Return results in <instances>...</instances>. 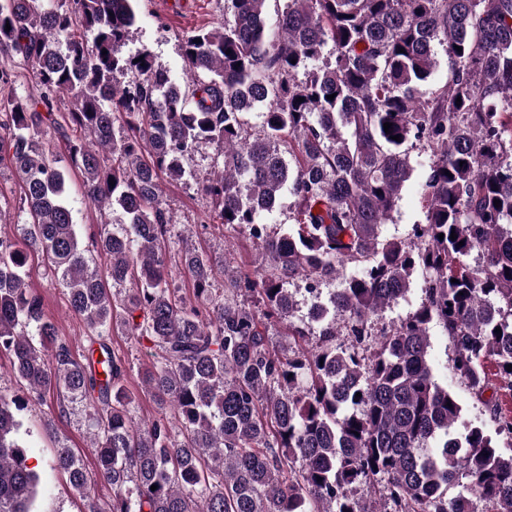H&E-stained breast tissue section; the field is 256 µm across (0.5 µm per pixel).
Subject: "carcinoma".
Wrapping results in <instances>:
<instances>
[{
  "label": "carcinoma",
  "instance_id": "cac0c4a2",
  "mask_svg": "<svg viewBox=\"0 0 512 512\" xmlns=\"http://www.w3.org/2000/svg\"><path fill=\"white\" fill-rule=\"evenodd\" d=\"M136 2L0 4V155L31 216L24 248L0 237V352L32 398L53 389L59 410L84 408L99 477L112 486L108 507L88 498L85 512H361L356 487L392 512H512V453L497 446L512 439V416L486 401L495 435L480 426L455 435L462 406L428 361L435 322L473 394L487 388V361L512 388V0H287L274 32L269 0H224L222 27L184 37L181 83L149 52L123 53ZM438 46L448 83L423 91ZM16 57L35 84L26 98L6 92ZM133 70L143 81L120 87L117 75ZM60 93L67 112L54 111ZM259 106L253 129L246 115ZM53 138L68 150L63 170ZM204 142L224 145V171L201 191L269 269L224 277L217 296L210 259L186 245L187 301L167 280L174 225L159 178L181 180ZM418 145L429 156L425 223L409 243L382 242ZM71 172L82 204H117L125 218L91 236L103 274L78 239ZM287 185L295 224L271 235L263 217ZM29 251L93 334L82 362L28 282ZM349 264L357 272L345 277ZM416 269L421 304L374 341L372 319L405 295ZM338 278L320 301L317 285ZM299 279L313 302L297 325L288 284ZM243 290L258 308L237 301ZM284 321L315 346L277 355L268 325ZM339 325L348 346L336 343ZM116 330L158 350L139 375L175 422L132 414L110 346ZM28 403L0 394V512H33L36 475L19 438ZM54 467L85 493L70 449L57 450Z\"/></svg>",
  "mask_w": 512,
  "mask_h": 512
}]
</instances>
